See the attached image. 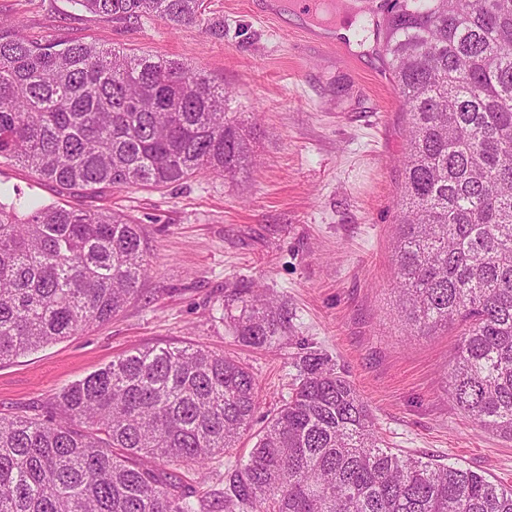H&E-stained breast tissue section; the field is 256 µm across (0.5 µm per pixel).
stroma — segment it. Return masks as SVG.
Segmentation results:
<instances>
[{
  "label": "stroma",
  "mask_w": 512,
  "mask_h": 512,
  "mask_svg": "<svg viewBox=\"0 0 512 512\" xmlns=\"http://www.w3.org/2000/svg\"><path fill=\"white\" fill-rule=\"evenodd\" d=\"M223 28L172 29L145 18L126 25L90 15L73 0H0L33 41H82L201 68L232 92L230 106L253 137L255 168L235 178L199 177L173 189H107L82 207L118 211L143 227L149 272L139 297L109 322L0 363V415L45 414L53 397L118 356L145 347L201 344L251 369L258 408L236 448L198 479L224 489L227 464L245 462L268 417L310 352L322 354L360 391L387 445L512 485V441L487 433L455 405L447 384L458 330L407 336L391 292L393 225L408 123L386 60L361 16L358 46L339 40L332 13L316 23L289 8L262 16L254 0H205ZM43 203L70 197L25 167L0 164V188ZM285 303L291 327L279 343L235 342L228 313L256 291Z\"/></svg>",
  "instance_id": "obj_1"
}]
</instances>
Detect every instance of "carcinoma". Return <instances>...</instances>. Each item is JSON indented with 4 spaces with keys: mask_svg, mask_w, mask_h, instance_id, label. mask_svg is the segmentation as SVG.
Segmentation results:
<instances>
[{
    "mask_svg": "<svg viewBox=\"0 0 512 512\" xmlns=\"http://www.w3.org/2000/svg\"><path fill=\"white\" fill-rule=\"evenodd\" d=\"M135 24L209 32L204 0H73ZM382 52L409 116L393 247L413 336L456 321L449 387L473 423L512 439V0H384ZM77 197L164 190L253 164L230 95L200 70L84 42L38 43L0 19V161ZM0 201V362L116 316L148 271L141 225L112 212ZM235 337L270 345L286 306L253 298ZM247 462L217 499L202 472L258 405L238 359L199 345L125 354L40 417L0 416V512H512V487L389 448L355 386L318 353L296 364Z\"/></svg>",
    "mask_w": 512,
    "mask_h": 512,
    "instance_id": "cac0c4a2",
    "label": "carcinoma"
}]
</instances>
